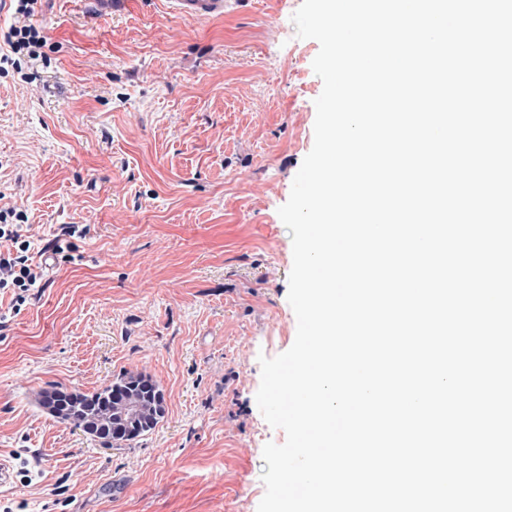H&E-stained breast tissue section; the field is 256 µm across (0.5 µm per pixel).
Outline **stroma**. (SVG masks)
Returning <instances> with one entry per match:
<instances>
[{
	"label": "stroma",
	"instance_id": "obj_1",
	"mask_svg": "<svg viewBox=\"0 0 512 512\" xmlns=\"http://www.w3.org/2000/svg\"><path fill=\"white\" fill-rule=\"evenodd\" d=\"M302 0H229L223 17L164 0H38V58L0 61V209L49 251L40 291L0 329V512H257L266 443L260 357L297 332L292 239L278 215L314 144ZM84 228L63 256L52 245ZM125 371L166 414L108 448L49 415L42 390L92 392Z\"/></svg>",
	"mask_w": 512,
	"mask_h": 512
}]
</instances>
